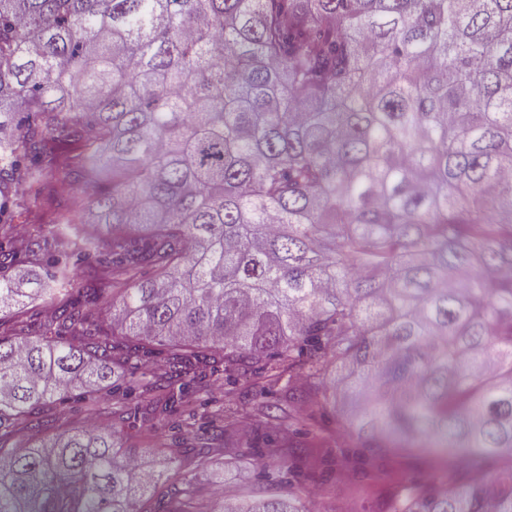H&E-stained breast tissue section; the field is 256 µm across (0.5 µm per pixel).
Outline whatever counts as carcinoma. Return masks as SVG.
Listing matches in <instances>:
<instances>
[{
  "instance_id": "obj_1",
  "label": "carcinoma",
  "mask_w": 512,
  "mask_h": 512,
  "mask_svg": "<svg viewBox=\"0 0 512 512\" xmlns=\"http://www.w3.org/2000/svg\"><path fill=\"white\" fill-rule=\"evenodd\" d=\"M60 169L89 208L19 245ZM26 259L43 278L0 273V512H204L193 479L144 509L181 449L145 469L33 417L105 387L156 417L221 370L256 431L314 389L363 444L443 460L393 512H512V0H0V270ZM35 300L48 323L10 318Z\"/></svg>"
}]
</instances>
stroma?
<instances>
[{
  "instance_id": "obj_1",
  "label": "stroma",
  "mask_w": 512,
  "mask_h": 512,
  "mask_svg": "<svg viewBox=\"0 0 512 512\" xmlns=\"http://www.w3.org/2000/svg\"><path fill=\"white\" fill-rule=\"evenodd\" d=\"M229 397L223 375L196 387L192 408H175L156 418L127 412L124 419H113L107 392H99L101 422L114 424L126 437L134 453L160 448H185L182 471L164 484L166 494L180 488L183 477L199 474L201 449L211 456L224 455L223 441H211L213 426L223 425L220 417ZM346 409L321 413L316 400L293 404L287 415L269 421L252 437L248 448L234 449L238 469L227 474L224 491L228 494L247 488H271L275 493H291L315 512H389L403 486L411 482L433 481L437 471L424 457H413L391 450L365 448L352 437L345 424ZM194 430H187V420ZM291 442L293 453L285 459L265 456L267 439Z\"/></svg>"
}]
</instances>
